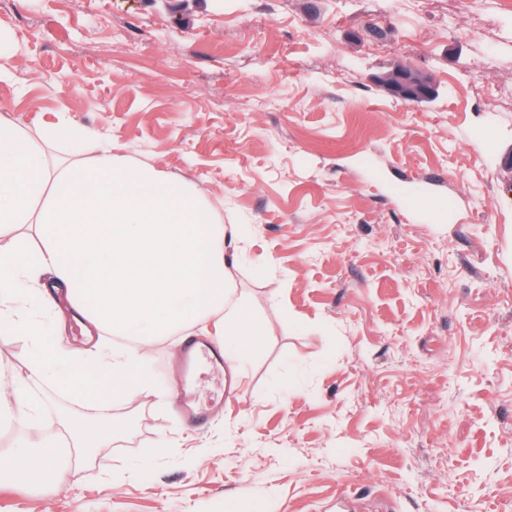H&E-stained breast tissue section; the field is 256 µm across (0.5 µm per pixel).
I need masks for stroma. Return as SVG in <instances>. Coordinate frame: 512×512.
Returning a JSON list of instances; mask_svg holds the SVG:
<instances>
[{
  "mask_svg": "<svg viewBox=\"0 0 512 512\" xmlns=\"http://www.w3.org/2000/svg\"><path fill=\"white\" fill-rule=\"evenodd\" d=\"M0 34V118L195 184L267 328L234 394L200 363V429L159 339L134 430L0 512H512V0H0ZM397 92L405 99L422 100L431 95V88L413 76L409 69H400L393 78ZM178 405L183 420L189 427L199 428L208 422V409L199 405L189 393L184 392L178 396Z\"/></svg>",
  "mask_w": 512,
  "mask_h": 512,
  "instance_id": "1",
  "label": "stroma"
}]
</instances>
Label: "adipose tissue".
Instances as JSON below:
<instances>
[{
  "instance_id": "obj_1",
  "label": "adipose tissue",
  "mask_w": 512,
  "mask_h": 512,
  "mask_svg": "<svg viewBox=\"0 0 512 512\" xmlns=\"http://www.w3.org/2000/svg\"><path fill=\"white\" fill-rule=\"evenodd\" d=\"M67 131L57 123L33 140L0 126V335L26 340L27 377L60 371L65 391L87 404L110 393L132 399L146 387L155 341L214 318L223 324L224 362L237 370L266 326L231 286L226 241L235 225L222 224L196 186L107 147L51 164L43 147ZM25 226L30 249L19 234ZM45 275L98 334L97 355L44 347V324L19 285ZM111 441V416L93 430L63 423L1 452L0 483L20 494L59 491L80 455Z\"/></svg>"
}]
</instances>
